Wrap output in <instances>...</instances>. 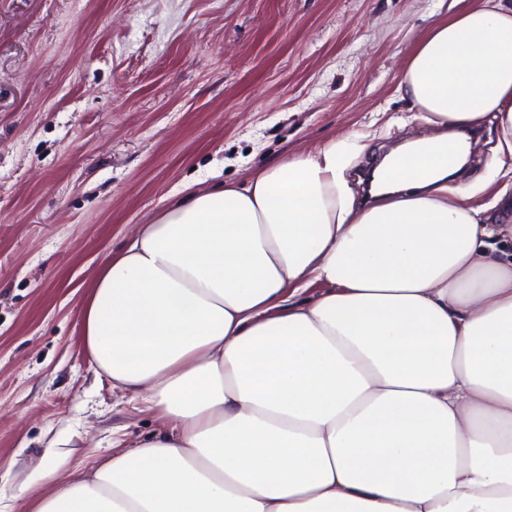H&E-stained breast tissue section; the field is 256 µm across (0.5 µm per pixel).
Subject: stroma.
I'll return each instance as SVG.
<instances>
[{
  "label": "stroma",
  "mask_w": 512,
  "mask_h": 512,
  "mask_svg": "<svg viewBox=\"0 0 512 512\" xmlns=\"http://www.w3.org/2000/svg\"><path fill=\"white\" fill-rule=\"evenodd\" d=\"M468 0H0V504L43 463L92 467L158 429L99 379L97 267L184 187L348 139L346 179L432 133L396 91L415 38ZM468 185L498 157L493 117Z\"/></svg>",
  "instance_id": "obj_1"
}]
</instances>
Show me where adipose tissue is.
Returning <instances> with one entry per match:
<instances>
[{
	"label": "adipose tissue",
	"instance_id": "obj_1",
	"mask_svg": "<svg viewBox=\"0 0 512 512\" xmlns=\"http://www.w3.org/2000/svg\"><path fill=\"white\" fill-rule=\"evenodd\" d=\"M400 87L443 134L374 170L331 144L194 191L92 275L98 371L159 429L22 512H512V191L469 203L451 128L512 156V0L416 39ZM316 295H308L312 284Z\"/></svg>",
	"mask_w": 512,
	"mask_h": 512
}]
</instances>
